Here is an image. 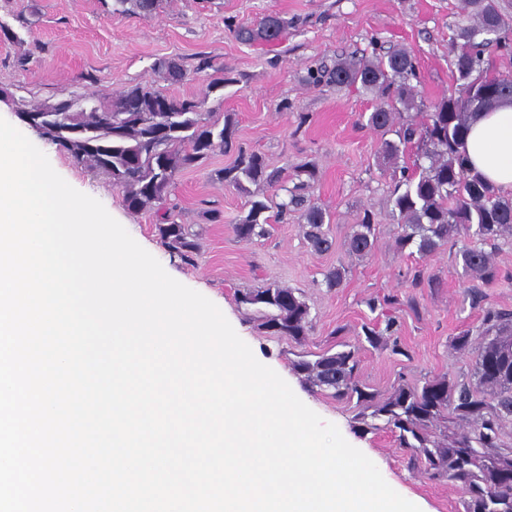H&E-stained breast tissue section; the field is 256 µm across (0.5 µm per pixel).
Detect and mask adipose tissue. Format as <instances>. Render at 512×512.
<instances>
[{
  "label": "adipose tissue",
  "mask_w": 512,
  "mask_h": 512,
  "mask_svg": "<svg viewBox=\"0 0 512 512\" xmlns=\"http://www.w3.org/2000/svg\"><path fill=\"white\" fill-rule=\"evenodd\" d=\"M467 167L503 194H512V104L473 113L460 148Z\"/></svg>",
  "instance_id": "obj_1"
}]
</instances>
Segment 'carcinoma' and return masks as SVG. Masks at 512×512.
<instances>
[{"label":"carcinoma","instance_id":"obj_1","mask_svg":"<svg viewBox=\"0 0 512 512\" xmlns=\"http://www.w3.org/2000/svg\"><path fill=\"white\" fill-rule=\"evenodd\" d=\"M162 0H113V11L149 17ZM288 30V20L268 15L253 27L236 26V37L248 44L275 43ZM512 37V0H463L462 13L453 30L456 88L426 107L421 123L407 122L395 130L398 141L386 140L383 153L396 158L400 145L415 142L419 158L415 169L401 170L390 193L396 245L410 246L422 255L435 252L460 234L471 244L459 250L464 273L484 283L497 278L490 250L498 240L512 236V198L501 195L465 166L459 148L475 112L512 101V74L494 73L486 54L502 50ZM338 87L361 86L379 99L368 124L375 130L392 131L398 107H416L417 66L411 52L401 48L385 54L334 62L315 80ZM202 102L177 99L162 90L134 86L108 104H93L86 96L33 105L30 112L64 114L65 128H85L84 141L46 134L79 164L105 174L123 195L128 209L140 211L159 203L181 168L194 166L207 156L234 148V131L202 117ZM318 178L311 163L295 169L293 186L279 187L274 197L249 202L248 210L233 225L243 241L263 237L271 209L280 219L299 213L306 221V238L320 251L331 248L324 229L327 213L306 195ZM224 185L237 191L248 183L274 187L278 178L268 172L263 155L238 150L234 163L222 170ZM161 238L192 260L194 243L184 225L164 212L158 224ZM377 225L366 212L354 225L347 241L349 253L365 256L375 247ZM239 303L255 308L260 326L271 336L305 342L311 329L310 311L296 291L275 285L245 292ZM481 341L473 344L470 333L455 338L459 351L471 350L475 358L476 384L434 376L418 386L401 383L385 397L367 390L358 380V351L348 343L334 353L314 360L292 362L309 388L340 400L356 401V430L388 429L399 446L410 450V465L431 479L446 478L465 488L463 512H512V470L500 465L512 461V448L500 441V422L512 417V311L487 309Z\"/></svg>","mask_w":512,"mask_h":512}]
</instances>
